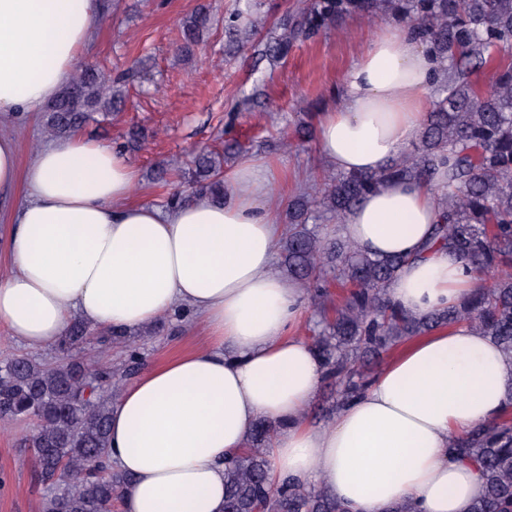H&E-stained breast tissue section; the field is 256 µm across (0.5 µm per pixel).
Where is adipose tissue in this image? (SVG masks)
<instances>
[{
    "mask_svg": "<svg viewBox=\"0 0 512 512\" xmlns=\"http://www.w3.org/2000/svg\"><path fill=\"white\" fill-rule=\"evenodd\" d=\"M101 0H0V120L34 113L78 67ZM436 60L412 27L384 25L342 77L341 102L316 117V150L336 171L374 173L415 144L432 104ZM278 180L249 158L224 177L223 202L134 201L136 169L110 142L75 135L20 168L0 136V204L12 205L10 273L0 330L31 349L72 321L135 331L180 311L202 320L203 347L146 367L110 414L113 469L127 475L121 512H223L224 463L258 418L279 426L273 482L316 483L349 512H470L483 491L452 438L496 420L512 357L470 325L407 340L324 426L305 410L323 381L311 345L292 335L300 284L278 270L284 227L267 199ZM435 185L391 180L349 209L337 236L371 255L403 256L391 300L419 315L458 306L479 275L428 240Z\"/></svg>",
    "mask_w": 512,
    "mask_h": 512,
    "instance_id": "1",
    "label": "adipose tissue"
}]
</instances>
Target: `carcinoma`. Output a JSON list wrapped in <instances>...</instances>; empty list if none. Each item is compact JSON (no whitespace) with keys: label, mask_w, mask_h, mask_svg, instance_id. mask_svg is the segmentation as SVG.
Listing matches in <instances>:
<instances>
[{"label":"carcinoma","mask_w":512,"mask_h":512,"mask_svg":"<svg viewBox=\"0 0 512 512\" xmlns=\"http://www.w3.org/2000/svg\"><path fill=\"white\" fill-rule=\"evenodd\" d=\"M358 14L392 17L411 25L427 52L441 64L432 107L418 143L382 171L337 173L325 187L294 198L288 205V236L279 243L288 276L307 289L320 320L312 342L336 398L325 407L333 417L365 388L371 372L365 362L391 351L402 341L456 322H468L512 355V273L505 271L489 286L458 306L411 315L388 296V282L406 262L399 256H372L346 239H327L313 223L325 213L343 215L380 183L433 180L441 170V220L434 244L484 272L512 264V0H300L272 28L260 0H233L224 13L230 42L248 45L255 63H284L294 45ZM206 5L182 21L179 51L189 58L211 27ZM492 66L495 79L481 86L472 76ZM122 77L103 68L80 70L48 104L45 131L66 138L95 113L119 112L125 97ZM224 151L198 154L182 174L197 194L224 198ZM342 289L334 315L330 283ZM91 335L74 321L58 344L55 361L42 363L25 355L0 360V419L35 423L28 439L38 481L42 512H112V504L130 478L107 464L111 405L120 376L112 367L89 365L77 357ZM102 343L129 348L122 332L100 337ZM278 426L264 418L253 429L250 446L227 462L224 512H345L325 489L269 481L266 448ZM461 461L478 469L483 497L471 512H512V390L500 418L449 443Z\"/></svg>","instance_id":"obj_1"}]
</instances>
